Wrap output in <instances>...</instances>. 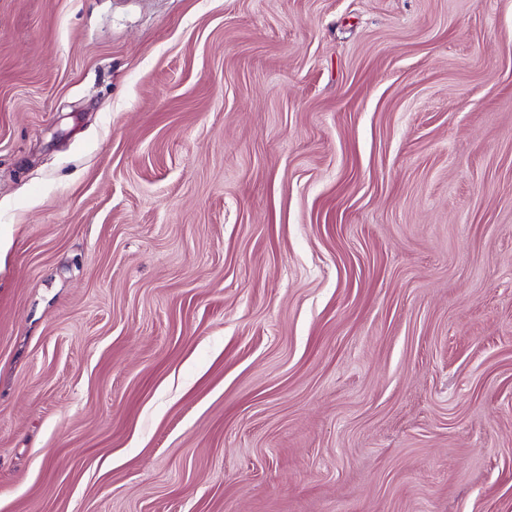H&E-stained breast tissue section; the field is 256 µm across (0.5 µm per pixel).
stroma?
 Returning <instances> with one entry per match:
<instances>
[{
  "mask_svg": "<svg viewBox=\"0 0 512 512\" xmlns=\"http://www.w3.org/2000/svg\"><path fill=\"white\" fill-rule=\"evenodd\" d=\"M0 512H512V0H0Z\"/></svg>",
  "mask_w": 512,
  "mask_h": 512,
  "instance_id": "stroma-1",
  "label": "stroma"
}]
</instances>
